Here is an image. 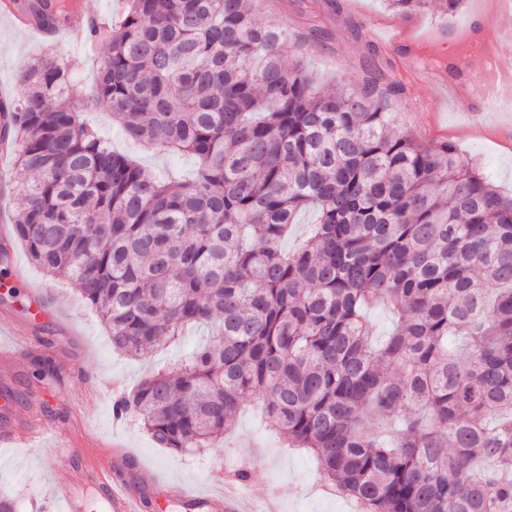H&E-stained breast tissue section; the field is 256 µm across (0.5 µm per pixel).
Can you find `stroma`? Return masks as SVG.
Returning a JSON list of instances; mask_svg holds the SVG:
<instances>
[{
  "label": "stroma",
  "mask_w": 512,
  "mask_h": 512,
  "mask_svg": "<svg viewBox=\"0 0 512 512\" xmlns=\"http://www.w3.org/2000/svg\"><path fill=\"white\" fill-rule=\"evenodd\" d=\"M496 9V0H465L459 13L443 20L430 12L396 13L385 0H264L257 17L277 18L288 26L292 37L284 48L286 59L302 64L316 82H354L370 73L384 85L403 83L405 95L389 104L399 125L421 142L452 144L510 196L512 102L484 107L474 100L469 85L452 90L432 81L410 57L411 50H426L428 41L444 34L448 40L436 61L447 66L463 51L450 32L464 26L474 12ZM59 49L76 66L83 98H95L99 62L93 46L65 36ZM42 50L37 32L0 16V93L17 95L20 71ZM458 97L470 99V110L455 106ZM89 117L113 149L132 155L155 175L194 173L191 156L162 155L128 142L106 105H97ZM15 262L26 269L30 285L16 289L4 277ZM39 302L60 311V319L33 317L31 309ZM0 326L6 331L5 343L22 353L15 367L0 370V432L32 424L42 434L0 456V499H13L15 512H36L55 484L79 482L84 468L105 463L118 444L137 457L136 479L145 489L156 483H188L208 490L218 475L245 466L250 471L247 488L275 500L278 512H352L348 499L321 492L317 460L283 448L278 435L263 425L255 404L238 416L224 442L185 453L157 447L136 418L116 416L117 391H132L154 368L191 350L203 330H190L177 344L147 359L117 353L106 328L75 288L48 277L19 242L8 256H0ZM46 362L49 373L34 384V371ZM84 389L94 395L96 406L82 415L73 410L67 394ZM48 456L56 460L50 470L43 466Z\"/></svg>",
  "instance_id": "stroma-1"
}]
</instances>
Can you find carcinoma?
<instances>
[{
    "label": "carcinoma",
    "mask_w": 512,
    "mask_h": 512,
    "mask_svg": "<svg viewBox=\"0 0 512 512\" xmlns=\"http://www.w3.org/2000/svg\"><path fill=\"white\" fill-rule=\"evenodd\" d=\"M404 13L462 0H387ZM54 33L68 0H19ZM250 0H127L97 99L126 136L197 160L160 181L82 116L74 66L39 54L0 102L30 175L12 238L74 284L135 358L204 344L115 402L161 448L215 446L245 396L361 512H512V198L388 112L400 83L317 84ZM319 222L281 250L297 215ZM396 320L384 344L366 317Z\"/></svg>",
    "instance_id": "obj_1"
}]
</instances>
